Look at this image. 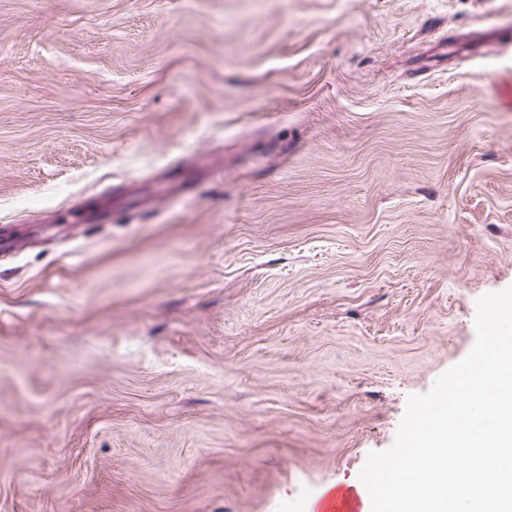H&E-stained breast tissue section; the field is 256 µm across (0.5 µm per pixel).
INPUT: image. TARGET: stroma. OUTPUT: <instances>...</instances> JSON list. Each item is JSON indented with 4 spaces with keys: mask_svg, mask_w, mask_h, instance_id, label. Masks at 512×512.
<instances>
[{
    "mask_svg": "<svg viewBox=\"0 0 512 512\" xmlns=\"http://www.w3.org/2000/svg\"><path fill=\"white\" fill-rule=\"evenodd\" d=\"M512 0H0V512H304L512 286Z\"/></svg>",
    "mask_w": 512,
    "mask_h": 512,
    "instance_id": "1",
    "label": "stroma"
}]
</instances>
